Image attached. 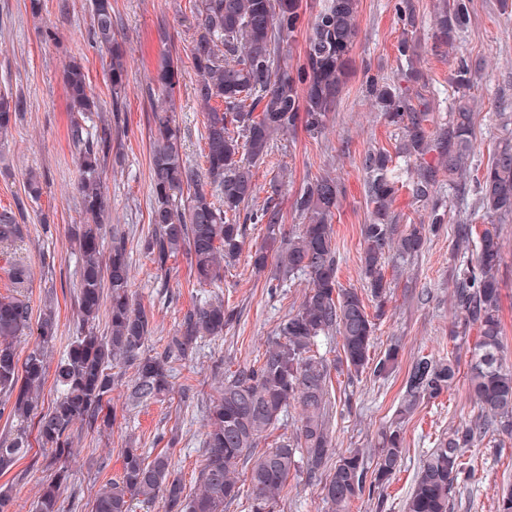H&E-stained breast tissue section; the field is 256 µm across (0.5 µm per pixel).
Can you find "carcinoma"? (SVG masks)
<instances>
[{"label":"carcinoma","instance_id":"1","mask_svg":"<svg viewBox=\"0 0 512 512\" xmlns=\"http://www.w3.org/2000/svg\"><path fill=\"white\" fill-rule=\"evenodd\" d=\"M358 0H321L314 21L303 26L302 0H195L197 37L192 49L196 74L194 96L205 110V167L189 163L183 153V133L176 122L174 97L181 70L172 55L149 80L151 166L154 200L151 232L143 249L156 269L168 270L178 254L189 260L197 283L219 277L233 265L245 246L241 211L255 201L254 168L265 160L279 138L303 124L311 135L321 134L330 112L336 109L352 68V50L358 36ZM91 43L110 50L111 119L91 132L81 118L100 112L84 67L76 58L64 66L62 82L72 118L68 139L80 167L76 191L83 220L70 234L79 253L80 280L76 295L78 327L54 377L57 395L46 410L41 392L47 378L48 351L57 337V321L48 311L32 320L24 299L31 272L13 260L4 273L8 293H0V408L9 409L14 433L0 440V474L8 472L29 449V428L56 456L74 455L71 434L80 423L104 433L112 429V390L119 373L134 371L128 400L147 406L173 390L171 360L193 353L203 336H222L233 319L224 299L211 298L194 305L170 337L165 350L145 354L150 337L149 318L131 292V262L125 235L112 229V246L104 254L107 233V195L103 169L111 151L112 125L121 122V103L128 75L125 54L114 33L112 0H91ZM394 14L402 26L399 55L407 68L390 84L373 79L369 92L373 106L388 123L401 130L396 157L406 169L393 164L386 151L366 154L367 195L372 219L362 227L363 288H344L337 279V247L333 217L341 187L326 173L306 186L295 200L303 219L298 231H280L282 214L270 201L250 210L248 219L267 226L262 244L249 252L252 268L263 273L272 266L271 288H282L296 275L309 280L297 310L285 315L269 339L263 361L224 377L210 401L205 455L198 487L186 492L169 471L168 457L149 458L141 448L122 453L120 477L95 494L90 512H132L134 502L163 500L165 512H224L240 496L239 465L246 466L251 512H273L288 477L300 472L322 483L328 512H349L366 487L383 485L400 465L404 449L401 424L419 405L450 391L459 373L453 358L421 355L414 359L404 385L395 421L380 432L377 448L336 451L329 430L330 366L320 355L318 340L337 335L341 347L338 368L353 378L370 369L386 376L398 364L400 346L390 345L372 362L376 332L366 308L371 297L384 305L389 282L386 260L405 261L418 255L427 234L445 224L446 205L438 198L439 175L448 185H463L473 151L474 112L465 100L449 113L446 123L431 130V113L422 95V74L415 67L413 34L416 15L405 0H394ZM470 19L467 0H443L434 15L437 42L454 47L459 31ZM306 29L303 62L288 65L285 53L301 29ZM455 85L468 89L473 70L462 57L452 74ZM22 95L0 94V141L27 111ZM425 205L427 221L398 224L393 204L401 188ZM26 198L43 193L39 172L31 170L24 182ZM479 209L489 217L512 216V134L496 146L492 160L479 179ZM15 211L0 207V244L21 236ZM459 273L452 291L461 333L476 331L468 347V391L475 401V420L439 438L420 463L405 512H450L456 489L468 472L464 449L490 432L512 436V368L502 362L503 326L499 272L503 242L488 227L474 234L470 224L455 229ZM108 307V329L99 333L102 306ZM34 339L25 357L18 343ZM299 409L298 433L263 451L260 439L288 407ZM374 466H368V454ZM333 469H327L331 457ZM69 478L60 470L42 487L35 512H62L61 486Z\"/></svg>","mask_w":512,"mask_h":512}]
</instances>
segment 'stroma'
<instances>
[{"mask_svg": "<svg viewBox=\"0 0 512 512\" xmlns=\"http://www.w3.org/2000/svg\"><path fill=\"white\" fill-rule=\"evenodd\" d=\"M418 25L415 40L427 76L423 94L435 122L443 123L459 98H469L476 114L475 150L469 177L462 189L442 187L448 217L443 228L430 235L415 259L388 266L390 292L384 307L368 302L377 313L373 358H380L392 343H400L399 364L383 378L364 372L358 378L336 370L340 339H322L320 353L331 363L330 423L337 450L372 448L379 431L390 425L400 404L407 372L415 357L431 354L467 362L461 340L452 336L456 310L452 301L457 269L454 261L458 224L484 229L488 222L478 211L477 179L506 134L501 115L512 114V0H472L471 22L456 47L438 44L432 20L439 0H409ZM40 15H32L28 0H0V93H24L28 112L18 121L5 145L0 146V206L24 201L23 239L17 256L32 271L25 296L33 316L53 310L58 333L49 354L57 365L76 334L75 299L79 283L76 247L68 236L70 225L83 219L75 191L78 160L68 140L71 115L67 110L62 71L70 58L80 60L103 107L112 99L106 68L107 49L90 44V0H42ZM193 0H112L117 17L116 38L127 52L128 84L124 121L112 137V153L104 177L112 224L125 231L132 263L130 289L151 314L152 332L147 353L162 351L194 304L214 295L233 311L232 322L220 338L199 340L192 355L172 359L173 392L146 407L126 404V388L112 393L116 420L111 433L85 434L74 442L75 455L62 462L52 450L33 446L11 471L0 475V488L12 497L14 512H32L39 490L61 464L71 472L61 493L72 512H90V501L105 482L121 473L122 451L142 448L149 456L166 454L171 471L187 491H194L204 458L203 432L210 399L225 374L255 364L284 315L298 309L308 282L295 279L277 290L267 275L255 274L247 257L223 270L215 283L197 285L187 259L178 256L166 272H157L141 242L151 229L149 105L143 90L155 72L163 51L179 60L182 77L175 97L176 116L185 136V156L204 163L205 119L193 96L196 74L191 50L194 31ZM171 35L169 47L155 37L158 25ZM359 36L352 50L353 72L345 92L331 113L325 131L310 137L304 131L284 138L265 162L255 168L258 201L274 198L282 214V228L297 229L294 209L298 192L325 173L338 177L343 190L333 218L338 252L337 278L346 288L362 287L361 228L370 223L372 206L366 193L364 155L371 150L394 151L399 140L371 104L366 90L370 78H395L404 64L397 52L402 30L391 0H358ZM58 38H44L46 26ZM468 57L476 72L470 90L461 92L451 82L460 57ZM46 180L38 201H25L24 176L29 168ZM287 172L288 181L273 189L275 176ZM505 249L500 271L503 362L512 367V219L498 224ZM189 399H182V389ZM465 378L452 390L425 402L403 427L404 451L400 467L389 483L352 503L350 512H405V502L423 456L438 437L476 416ZM470 478L461 483L451 512H497L503 486L512 484V438L490 434L465 451ZM275 512H327L320 484L291 474Z\"/></svg>", "mask_w": 512, "mask_h": 512, "instance_id": "35a3bbf8", "label": "stroma"}]
</instances>
